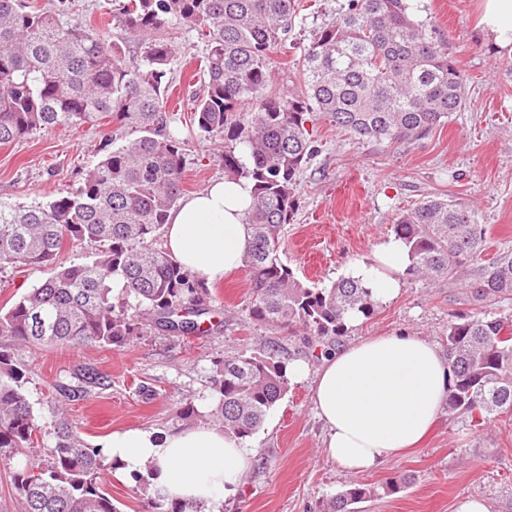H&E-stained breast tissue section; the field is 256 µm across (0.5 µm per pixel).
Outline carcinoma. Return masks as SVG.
Returning <instances> with one entry per match:
<instances>
[{"mask_svg":"<svg viewBox=\"0 0 512 512\" xmlns=\"http://www.w3.org/2000/svg\"><path fill=\"white\" fill-rule=\"evenodd\" d=\"M67 8V0L53 9L0 0V145L85 125L140 136L104 154L65 195L27 208L0 204V272L50 269L45 281L0 308V461L24 458L12 471L22 512H118L102 483L114 462L65 416L55 420L53 445L33 452L41 428L26 396L28 369L14 350L84 342L119 349L147 322L177 334L202 332L207 288L157 246L185 170L182 142L167 131L164 99L177 51L170 27L207 42L194 106L198 135H226L224 170L254 182L252 243L243 258L249 316L269 327L300 326L321 344L344 335L350 317L370 318L377 302L350 278L309 285L280 259L300 175L317 153L307 124L320 112L357 140L417 142L464 109L465 76L445 38L415 18L409 0H346L301 50L285 97L273 87L271 56L294 42L301 0H122L112 19L138 38L132 60L92 25L69 18ZM244 99L255 111L237 112ZM391 229L410 253L408 273L458 284L459 301L481 305L448 321V411L470 413L480 425L504 414L512 419V322L488 311L512 301V248L480 263L486 225L475 210L439 197L399 214ZM85 241L104 249L87 263L60 262L63 249ZM116 282L123 283L118 296ZM210 383V410L190 400L177 418L185 427L209 421L245 439L289 379L270 343L216 362ZM103 385L84 368L55 379L52 389L73 399ZM154 476L146 465L131 490H147ZM371 493L351 483L325 512H354ZM150 502L153 512H199L158 488Z\"/></svg>","mask_w":512,"mask_h":512,"instance_id":"obj_1","label":"carcinoma"}]
</instances>
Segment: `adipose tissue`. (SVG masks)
<instances>
[{
  "instance_id": "adipose-tissue-1",
  "label": "adipose tissue",
  "mask_w": 512,
  "mask_h": 512,
  "mask_svg": "<svg viewBox=\"0 0 512 512\" xmlns=\"http://www.w3.org/2000/svg\"><path fill=\"white\" fill-rule=\"evenodd\" d=\"M472 4L480 45L512 55V0ZM252 192L251 180L224 177L171 212L164 247L196 281L210 285L241 270L252 239ZM409 266L403 243L389 237L375 245L371 262L351 265L347 275L386 302L397 295L399 278ZM314 374L324 452L350 474L379 467L417 446L441 414L452 379L437 346L405 330L341 347ZM101 446L125 480L145 464H155L154 482L164 494L206 506L208 512H220L254 456L246 442L209 426L166 433L129 428L112 433Z\"/></svg>"
}]
</instances>
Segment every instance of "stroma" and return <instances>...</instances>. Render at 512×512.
Listing matches in <instances>:
<instances>
[{
  "label": "stroma",
  "instance_id": "obj_1",
  "mask_svg": "<svg viewBox=\"0 0 512 512\" xmlns=\"http://www.w3.org/2000/svg\"><path fill=\"white\" fill-rule=\"evenodd\" d=\"M71 16L107 23L109 36L127 56L137 46L113 22L112 0H71ZM418 19L435 26L466 77L467 104L445 125L417 142H359L325 118L312 123L318 151L301 176L300 206L282 236L281 258L297 277L328 286L350 264L367 261L392 234L397 214L428 196L474 209L488 227L484 259L512 246V56L482 48L474 39L471 0H420ZM173 58L175 86L167 102L168 129L184 141V195L225 175L223 137L202 138L193 124V96L201 92L199 63L206 52L196 32L178 31ZM132 131L112 126L55 130L0 146V203L34 206L77 187L100 157L107 139L124 144ZM207 301L218 322L203 335H178L151 326L124 348L95 344L23 350L31 369L28 399L38 416L44 446H51L57 413L77 423L83 438L98 444L128 428H177L183 402L209 400L214 363L270 342L286 361L321 363L319 347L302 331L258 325L247 312L245 272L209 286ZM446 283L405 275L397 296L380 304L338 337L335 347L368 336L407 330L438 348L446 346L455 311ZM94 369L106 381L88 398L57 397L56 377ZM312 379L291 383L249 439L256 465L224 498L222 512H321L323 502L350 482L372 489L356 512H456L466 497L485 499L490 512H512V421L476 426L471 415L441 413L426 441L406 456L374 471L347 474L323 450V424L312 399ZM408 473L413 482L386 492L390 478Z\"/></svg>",
  "mask_w": 512,
  "mask_h": 512
}]
</instances>
